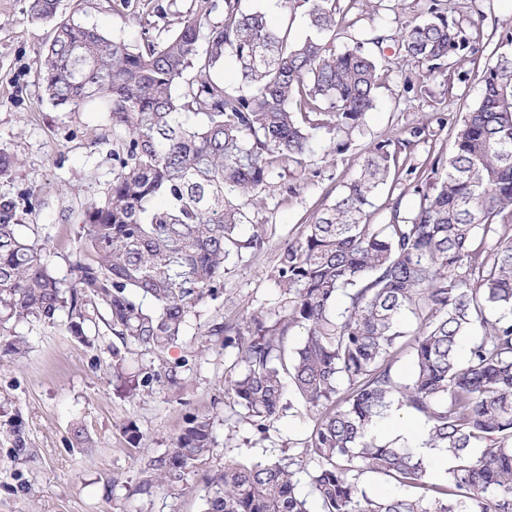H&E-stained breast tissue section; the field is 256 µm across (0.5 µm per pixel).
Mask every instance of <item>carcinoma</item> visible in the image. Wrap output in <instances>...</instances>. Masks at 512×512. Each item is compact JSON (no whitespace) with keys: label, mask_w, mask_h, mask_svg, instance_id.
Listing matches in <instances>:
<instances>
[{"label":"carcinoma","mask_w":512,"mask_h":512,"mask_svg":"<svg viewBox=\"0 0 512 512\" xmlns=\"http://www.w3.org/2000/svg\"><path fill=\"white\" fill-rule=\"evenodd\" d=\"M59 2L30 4L33 18L54 22L42 85L70 112L108 113L123 157L105 199L83 211L67 280L47 240L20 232L16 201L0 197V336L21 322L82 336L104 313L122 343L165 348L224 286L229 257L264 246V225L246 238L238 227L269 180L301 164L319 136L340 151L361 131L390 72L364 45L381 52L394 42L403 51L395 65L412 62L429 76L488 46L484 14L456 17L441 0L393 31L356 28L341 0H285L306 8L303 39L243 0H191L179 29L143 48L57 19ZM218 10L224 24H209ZM339 38L350 45L338 52ZM228 57L240 73L235 89L221 74ZM189 70L196 82L183 86ZM481 82L479 102L451 127L446 164L425 169L418 211L400 217L396 199L389 223H370L380 187L412 173L401 153L422 127L369 147L359 173L283 248L284 315L270 326L252 315L247 332L229 339L243 370L225 381L224 396L263 431L292 407L291 388L315 415L306 459L226 466L206 481V512H512V54H500ZM406 313L419 322L411 335ZM296 327L302 338L290 350ZM406 347L413 372L401 382ZM161 376L177 384L174 370L148 372L129 392ZM393 408L424 420L425 446L452 462L445 481L428 480L420 448L371 436ZM212 446L211 418L192 417L152 464L155 482L182 481ZM304 470L316 511L296 492ZM367 473L414 494H371Z\"/></svg>","instance_id":"1"}]
</instances>
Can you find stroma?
<instances>
[{
	"instance_id": "35a3bbf8",
	"label": "stroma",
	"mask_w": 512,
	"mask_h": 512,
	"mask_svg": "<svg viewBox=\"0 0 512 512\" xmlns=\"http://www.w3.org/2000/svg\"><path fill=\"white\" fill-rule=\"evenodd\" d=\"M191 0H60L58 16L98 28L106 37L137 41L142 28L160 40L178 27ZM265 13L271 25L289 26L294 37L308 35L304 9L286 10L282 0H244ZM359 27L420 15L423 0H342ZM52 22L33 19L30 0H0V149L18 157L12 175L0 179V197L28 192L40 208L19 209L23 224L37 225L47 239L58 276L84 234L81 213L101 201L119 169L121 143L105 113L70 112L55 106L39 79ZM495 61L494 48L465 62L451 77L426 76L409 64L396 69L376 92V106L363 132L341 152L315 147L293 173L273 177L261 202L250 208L251 224L267 229L264 248L230 259L224 286L194 309L180 336L159 351L135 343L121 346L126 374L175 370L179 383H153L129 394L112 377V346L117 338L103 322L77 336L66 328L20 324L26 344L11 352L0 338V512H204L207 477L230 464L271 462L301 455L314 418L301 403L254 430L245 410L224 396L225 380L242 366L238 350L218 326L238 328L247 315L278 320L281 291L275 280L285 242L298 239L318 210L339 196L357 175L368 146L413 127L425 131L405 159L411 175L387 183L374 199L370 220L385 223L386 205L400 198L402 213L423 200L419 173L452 150L449 128L481 95L480 73ZM414 91H406V83ZM206 414L213 421V451L189 468L178 490L142 484L150 464L166 455L189 419ZM32 455L13 458L16 440Z\"/></svg>"
}]
</instances>
